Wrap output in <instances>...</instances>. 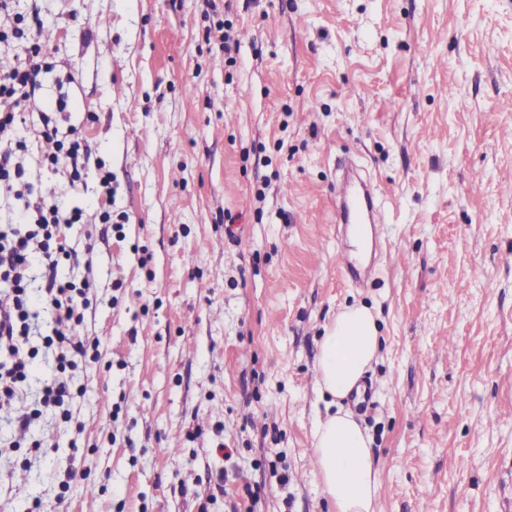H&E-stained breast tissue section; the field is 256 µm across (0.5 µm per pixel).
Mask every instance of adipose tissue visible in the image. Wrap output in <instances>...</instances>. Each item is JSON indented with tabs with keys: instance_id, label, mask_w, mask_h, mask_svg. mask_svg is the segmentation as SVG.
I'll return each mask as SVG.
<instances>
[{
	"instance_id": "1",
	"label": "adipose tissue",
	"mask_w": 512,
	"mask_h": 512,
	"mask_svg": "<svg viewBox=\"0 0 512 512\" xmlns=\"http://www.w3.org/2000/svg\"><path fill=\"white\" fill-rule=\"evenodd\" d=\"M379 348L377 317L372 310L358 303L344 307L320 343V391L335 399L360 391L362 376ZM313 438L314 464L336 512H375L377 467L369 435L340 408L318 419Z\"/></svg>"
}]
</instances>
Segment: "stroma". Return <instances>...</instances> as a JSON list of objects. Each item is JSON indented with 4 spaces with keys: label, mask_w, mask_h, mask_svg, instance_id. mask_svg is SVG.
<instances>
[{
    "label": "stroma",
    "mask_w": 512,
    "mask_h": 512,
    "mask_svg": "<svg viewBox=\"0 0 512 512\" xmlns=\"http://www.w3.org/2000/svg\"><path fill=\"white\" fill-rule=\"evenodd\" d=\"M38 11L24 167L90 278L70 419L0 410V512H335L312 465L319 343L379 318L376 512H512V0H15ZM238 45L225 59L221 37ZM89 149L69 190L41 115ZM384 214L336 267L347 164ZM112 204L102 210L104 189ZM258 489L256 501L245 487Z\"/></svg>",
    "instance_id": "35a3bbf8"
}]
</instances>
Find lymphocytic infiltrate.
Wrapping results in <instances>:
<instances>
[{"label": "lymphocytic infiltrate", "instance_id": "lymphocytic-infiltrate-1", "mask_svg": "<svg viewBox=\"0 0 512 512\" xmlns=\"http://www.w3.org/2000/svg\"><path fill=\"white\" fill-rule=\"evenodd\" d=\"M43 66L31 57L0 74V182L15 186L14 197L22 203L18 222L0 224V406L13 403L31 378L38 355L29 346L31 336L41 335L43 347L55 353L57 368L54 378L41 385L38 407L17 411L13 424L23 432L35 427L44 410L65 409L72 397L67 371L86 357L87 349L71 334L83 322L91 287L89 280L58 275L60 258L76 255L67 230L80 222V211L34 200L24 180L27 144L18 132L16 109L30 99ZM43 313L51 328L46 335L38 326Z\"/></svg>", "mask_w": 512, "mask_h": 512}]
</instances>
